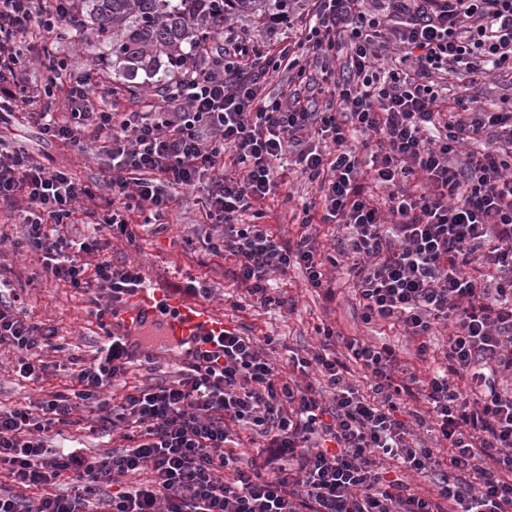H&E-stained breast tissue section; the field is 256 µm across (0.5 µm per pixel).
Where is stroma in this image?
<instances>
[{"label": "stroma", "mask_w": 512, "mask_h": 512, "mask_svg": "<svg viewBox=\"0 0 512 512\" xmlns=\"http://www.w3.org/2000/svg\"><path fill=\"white\" fill-rule=\"evenodd\" d=\"M288 33V23L284 20L261 24L242 18L227 24L223 34L215 37L214 43L219 46L224 40L239 37L258 51L272 54L279 50ZM69 54L70 70L81 72L91 68L97 73L98 83L93 94L96 105L144 112L150 103L157 100L158 94L154 91L134 99L113 94L110 66L101 55L99 37L93 28L84 27L72 37ZM301 64L305 69L301 75L293 70L268 74L265 81L267 93L275 96L281 90L295 89L301 96L316 104H323L318 67L308 58L302 59ZM1 139L23 144L30 154L47 167L67 171L88 183L97 179L107 166L106 157L97 154L93 148L82 149L61 141L42 140L38 129L25 120L0 127ZM315 195V184L297 172L295 167L289 166L284 170L277 195L261 200L259 207L265 211V221L271 224L274 231L294 239L302 231V205ZM207 230L208 226L201 221L200 209L193 194L186 193L180 195L163 231L140 232L133 242L123 238L111 239L107 254L113 264L131 262L139 265L147 285L168 293L175 286L185 284L190 277L206 283L212 290L207 305L223 316L226 326H246L255 336L279 338L283 344L296 350L317 347L318 338L313 327L322 322L333 325L347 336L388 343L399 350L406 349V338L398 331L362 322L361 310L352 296L350 277L341 266L329 271L336 292L333 302H326L321 292L308 288L302 274L295 270L279 282L285 297L295 302V312L249 305L241 310L234 309L224 299L225 289L231 286L233 259L194 250L186 243L187 238L205 235ZM23 232L24 227L17 219L0 211V262L12 268L16 287L25 289V309L32 322L53 329L54 343L65 347L61 353L46 350L45 361L53 363L70 356L81 360L91 359L99 345L101 332L95 318L89 313L86 294L71 288L68 283L45 277L35 253H14L11 242L21 237ZM141 343L149 350L150 359L130 367L124 384L111 390L114 400H122L134 388L174 378L183 366L175 349L167 346L162 337L145 336ZM14 362L13 348L0 346V407L30 406L72 383L71 374L67 371L53 370L38 380L21 378L12 372ZM91 418L89 411L76 412L72 425L64 427L61 436L55 437V444L76 446L89 455H101L127 447L122 430L90 434L88 424Z\"/></svg>", "instance_id": "stroma-1"}]
</instances>
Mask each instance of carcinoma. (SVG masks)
<instances>
[{"label":"carcinoma","mask_w":512,"mask_h":512,"mask_svg":"<svg viewBox=\"0 0 512 512\" xmlns=\"http://www.w3.org/2000/svg\"><path fill=\"white\" fill-rule=\"evenodd\" d=\"M112 58L116 90L131 98L166 82L175 70L203 65L207 39L232 19L288 14V0H76Z\"/></svg>","instance_id":"cac0c4a2"}]
</instances>
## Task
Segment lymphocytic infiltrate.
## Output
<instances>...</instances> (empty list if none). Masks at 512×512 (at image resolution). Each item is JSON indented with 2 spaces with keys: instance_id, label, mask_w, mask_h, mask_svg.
I'll use <instances>...</instances> for the list:
<instances>
[{
  "instance_id": "1",
  "label": "lymphocytic infiltrate",
  "mask_w": 512,
  "mask_h": 512,
  "mask_svg": "<svg viewBox=\"0 0 512 512\" xmlns=\"http://www.w3.org/2000/svg\"><path fill=\"white\" fill-rule=\"evenodd\" d=\"M311 2L301 38L276 56L228 42L207 68L176 72L151 111L112 112L94 105L92 71H69L58 51L57 37L79 25L74 0H0V124L27 110L43 136L110 160L84 183L0 142V209L25 226L15 252L40 253L46 275L87 294L104 331L67 392L0 408V470L20 488L0 492V512H512V102L487 107L473 94L491 71L512 76V0H387L380 12L364 11V0ZM35 31L42 42L28 45ZM383 37L401 54L388 69L376 64ZM304 55L321 64L319 112L297 95H263L269 71ZM32 61L66 86V116L53 89L31 86ZM440 72L467 91L453 106L438 94ZM466 141L478 148L459 156ZM229 148L241 176L223 172ZM292 148L318 186V219L343 232L337 256L319 248L311 206L296 239L254 208L277 192L276 162ZM365 176L386 188L384 199L367 194ZM103 188L110 196L92 233L62 235ZM185 191L211 222L206 250L234 260L236 288L257 304L286 306L273 281L293 268L334 300L327 268L344 262L363 321L414 340L418 358L429 355L433 327L449 328L444 365L407 371L391 345L322 324L319 348L289 351L283 368L270 356L275 337L232 328L204 336L207 350L177 379L110 403L136 354L105 318L144 278L137 266L113 267L103 233L136 239L138 224L160 221ZM247 212L252 223H241ZM7 271L0 264V344L13 347L16 373L36 380L50 369L49 332L29 321ZM353 363L365 386L349 382ZM409 400L422 408L406 420ZM83 408L131 425L129 448L88 456L52 447L53 432ZM233 423L252 433L251 469L237 465ZM414 424L433 425L439 447L413 445ZM386 459L428 478L435 494L390 476ZM142 471L148 484L114 490Z\"/></svg>"
}]
</instances>
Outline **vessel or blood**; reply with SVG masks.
Wrapping results in <instances>:
<instances>
[{
	"mask_svg": "<svg viewBox=\"0 0 512 512\" xmlns=\"http://www.w3.org/2000/svg\"><path fill=\"white\" fill-rule=\"evenodd\" d=\"M112 329L129 336L153 329L170 345L194 349L205 334L222 332L224 319L206 305L168 296L159 288H140L128 296Z\"/></svg>",
	"mask_w": 512,
	"mask_h": 512,
	"instance_id": "obj_1",
	"label": "vessel or blood"
}]
</instances>
